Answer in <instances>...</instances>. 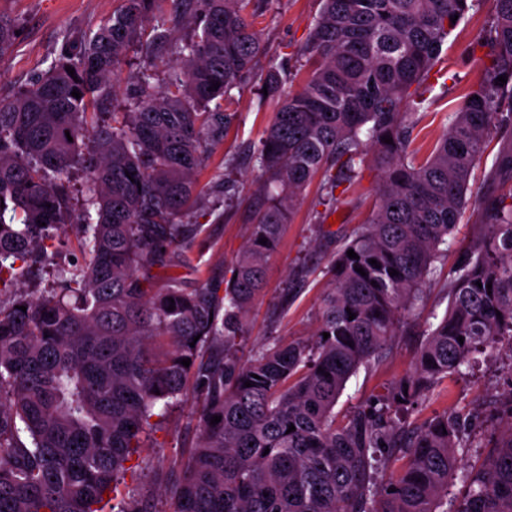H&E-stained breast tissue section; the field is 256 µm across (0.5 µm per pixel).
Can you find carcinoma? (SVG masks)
I'll return each mask as SVG.
<instances>
[{"label": "carcinoma", "instance_id": "cac0c4a2", "mask_svg": "<svg viewBox=\"0 0 512 512\" xmlns=\"http://www.w3.org/2000/svg\"><path fill=\"white\" fill-rule=\"evenodd\" d=\"M249 2L123 0L97 29L66 31L44 72L0 95V293L40 275L68 245L69 227L82 255L57 287L0 303V512H104L106 494L117 512H150L121 491L125 463L190 389L201 403L200 439L180 475H166L172 512H512V393L507 432L477 466L457 453L475 444L468 415L404 429L409 409L464 377L475 354L503 342L512 351V0H493L474 44L483 71L423 159L410 149L407 105L423 103L452 18L481 0H321L298 51L317 62L308 80L286 94L278 69L263 79L281 105L255 155L263 204L232 278L187 289L171 269L201 234L184 222L203 202L195 173L234 118L224 107L231 90L265 53L257 12L244 13ZM185 18L193 34L180 37ZM16 31L0 16V56ZM134 47L142 62L133 105L114 112L112 76ZM494 139L507 145L490 171L497 190L480 203L482 232L448 271L446 310L424 330L413 369L373 402L336 413L349 378L422 301ZM369 158L383 174L380 201L340 240L317 331L238 363L243 320L298 195L321 173L319 204L329 205ZM75 168L87 180L79 208ZM155 267L170 270L158 288ZM157 338L168 346L162 359L149 351ZM390 459L403 466L387 481L381 464Z\"/></svg>", "mask_w": 512, "mask_h": 512}]
</instances>
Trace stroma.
Wrapping results in <instances>:
<instances>
[{
    "label": "stroma",
    "instance_id": "1",
    "mask_svg": "<svg viewBox=\"0 0 512 512\" xmlns=\"http://www.w3.org/2000/svg\"><path fill=\"white\" fill-rule=\"evenodd\" d=\"M120 0H0V15L13 20L21 29L17 44L0 57V93L24 86L32 76L44 71L56 56L61 35L71 29L97 27L119 6ZM320 0H268L256 20V29L266 47L257 65L262 73L283 67L291 72L285 91H296L308 70L301 67L296 52L306 42L320 12ZM494 10L492 0H483L460 22L445 43L424 94L422 104H411L417 112V137L412 144L427 154L445 131V116L461 99L465 89L474 85L482 72V53H470L481 30ZM235 114L222 145L205 157L198 173L199 185L208 204L190 218L201 225V243L187 255L179 273L185 287L194 288L212 279L230 278L232 263L242 249L261 203L262 177L252 159L263 131L277 110L273 100L260 98L258 80L247 79L233 89ZM496 148H489L474 170L466 197L468 206L456 230L448 237V252L439 262V272L431 280L413 315L405 319V333L398 336L385 358L372 368H360L346 384L337 404L343 413L381 394L384 386L408 373L421 338L419 333L433 314L443 313V297L448 270L464 256L466 247L479 231L478 201L486 188L484 176L495 159ZM223 174V189H215L216 174ZM382 182L380 172L365 167L358 182L337 205L328 207V221L318 224V187L310 185L294 208L279 245L271 256L266 273L263 298L254 304L245 320L236 356L247 360L258 347L271 340L288 343L310 339L318 326L323 298L328 287L325 270L336 248L338 234L351 231L368 219ZM293 300L282 305L284 292ZM479 363L467 377L440 386L412 414L420 423L443 412H473L475 433L483 444H490L504 428L495 417L492 401L512 392V352L499 346L479 355ZM199 404L186 397L172 405L151 441L134 455L124 475L123 486L145 496L151 512H171L164 492L162 474L176 467L188 448L197 441L196 414Z\"/></svg>",
    "mask_w": 512,
    "mask_h": 512
}]
</instances>
